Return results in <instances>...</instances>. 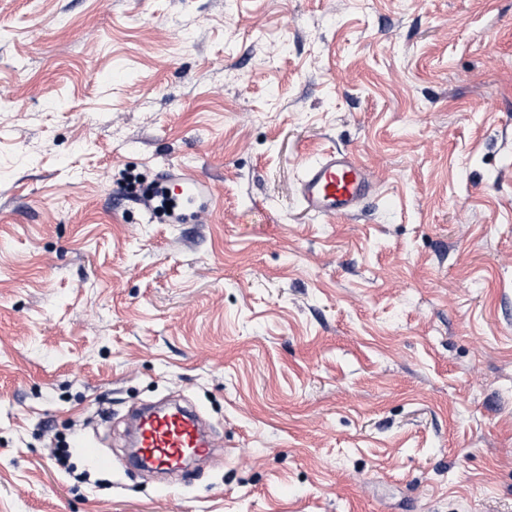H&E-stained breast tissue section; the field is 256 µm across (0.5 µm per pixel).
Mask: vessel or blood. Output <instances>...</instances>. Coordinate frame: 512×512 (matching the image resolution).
Listing matches in <instances>:
<instances>
[{
    "instance_id": "obj_1",
    "label": "vessel or blood",
    "mask_w": 512,
    "mask_h": 512,
    "mask_svg": "<svg viewBox=\"0 0 512 512\" xmlns=\"http://www.w3.org/2000/svg\"><path fill=\"white\" fill-rule=\"evenodd\" d=\"M372 189L367 169L354 156L330 150L304 167L297 193L305 211L322 217H342L352 215ZM172 191L190 202L202 195L203 183L198 176L186 172L179 176ZM136 448L139 461L159 472L179 470L189 460L214 453V444L196 412L180 406L141 413Z\"/></svg>"
}]
</instances>
